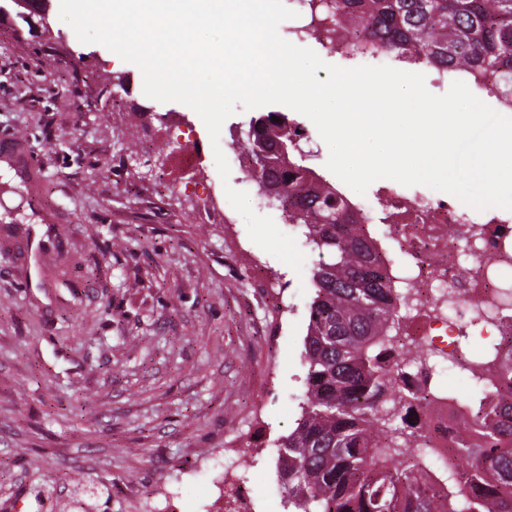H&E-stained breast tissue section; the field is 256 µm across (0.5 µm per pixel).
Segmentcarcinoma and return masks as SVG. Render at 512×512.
<instances>
[{"mask_svg": "<svg viewBox=\"0 0 512 512\" xmlns=\"http://www.w3.org/2000/svg\"><path fill=\"white\" fill-rule=\"evenodd\" d=\"M336 26L347 60L369 56L422 65L479 89L512 93V0H308ZM277 120H272V117ZM303 129L287 114L262 112L246 132L248 179L267 180L320 260L304 339L306 374L296 428L279 439L283 512H512V335L485 344L494 367L463 399L470 418L456 429L464 469L438 465L418 427L431 396L409 393L400 307L408 286L389 276L390 258L364 217L330 179L296 152L261 158L265 143Z\"/></svg>", "mask_w": 512, "mask_h": 512, "instance_id": "obj_1", "label": "carcinoma"}]
</instances>
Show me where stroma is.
Masks as SVG:
<instances>
[{"label": "stroma", "instance_id": "obj_1", "mask_svg": "<svg viewBox=\"0 0 512 512\" xmlns=\"http://www.w3.org/2000/svg\"><path fill=\"white\" fill-rule=\"evenodd\" d=\"M44 2L49 40L0 0V135L27 139L59 235L32 258L0 223V505L23 512L49 472L57 494L96 489L97 512H225L233 470L255 512H280L276 445L300 415L313 290L250 240L226 197L247 192L296 236L239 167L233 137L253 113L222 126L221 179L198 114L146 97L135 64L81 43L60 0ZM135 106L153 119L135 121ZM175 138L198 157L197 193ZM131 148L144 162L167 150L165 167L143 180Z\"/></svg>", "mask_w": 512, "mask_h": 512}]
</instances>
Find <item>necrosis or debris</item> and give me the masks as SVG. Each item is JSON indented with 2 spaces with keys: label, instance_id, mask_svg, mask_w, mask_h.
Segmentation results:
<instances>
[{
  "label": "necrosis or debris",
  "instance_id": "necrosis-or-debris-1",
  "mask_svg": "<svg viewBox=\"0 0 512 512\" xmlns=\"http://www.w3.org/2000/svg\"><path fill=\"white\" fill-rule=\"evenodd\" d=\"M386 199L392 213L388 240L408 259L395 272L410 285L414 321L408 334L428 356L453 361L462 355L460 337L470 331L500 337L511 329L512 305L503 300L501 275L512 269V216L480 222L443 200L424 205L393 190ZM462 243L469 244V253L448 266L443 255L457 253ZM415 385L438 394L422 424L433 433L432 446L447 451L449 436L465 416L449 405L447 382L424 371Z\"/></svg>",
  "mask_w": 512,
  "mask_h": 512
}]
</instances>
